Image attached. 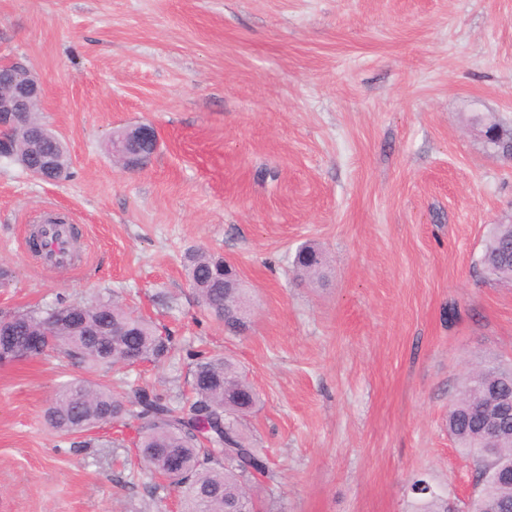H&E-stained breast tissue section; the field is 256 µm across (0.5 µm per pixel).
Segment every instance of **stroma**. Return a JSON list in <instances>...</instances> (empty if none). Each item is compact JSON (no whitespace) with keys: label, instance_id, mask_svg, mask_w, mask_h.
<instances>
[{"label":"stroma","instance_id":"obj_1","mask_svg":"<svg viewBox=\"0 0 512 512\" xmlns=\"http://www.w3.org/2000/svg\"><path fill=\"white\" fill-rule=\"evenodd\" d=\"M31 67L39 118L71 156L45 183L0 162V312L118 298L179 355L90 372L168 399L194 352L233 358L260 405L281 512H409V480L473 489L448 406L481 362H512V287L484 281L490 225L512 224V162L470 132L512 129V0H0V59ZM155 126L134 171L113 130ZM47 214L77 225L72 264L28 250ZM312 243L323 280L296 277ZM238 268L251 329L225 334L182 258ZM80 369L0 366V512H178L137 460L141 427L73 447L44 410Z\"/></svg>","mask_w":512,"mask_h":512}]
</instances>
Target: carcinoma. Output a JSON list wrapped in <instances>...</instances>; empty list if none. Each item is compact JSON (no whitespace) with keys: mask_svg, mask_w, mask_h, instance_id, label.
Here are the masks:
<instances>
[{"mask_svg":"<svg viewBox=\"0 0 512 512\" xmlns=\"http://www.w3.org/2000/svg\"><path fill=\"white\" fill-rule=\"evenodd\" d=\"M489 144L496 151L512 147V133L491 125ZM48 130L37 113L25 126L5 133L3 159L15 164L27 147ZM480 263L485 275L500 284H512V224H494L485 240ZM323 253L312 245L295 255L294 273L303 279L324 276ZM198 303L224 331L239 336L247 322L232 314L241 304V288L224 287V257L204 249L190 252L184 265ZM19 318L14 336L19 339L44 334V351H58L87 369L112 367L117 355L133 345L143 362L166 363L176 354V344L166 330L126 309L116 300H98L75 306L64 301L46 309L14 313ZM93 327L97 336H85ZM187 383L190 398L178 406L146 388L122 395L76 378L63 384L50 403L48 426L64 436L79 435L106 424L142 422L139 456L152 476L167 474L165 460L180 458L181 470L168 482L181 489L184 512H278L275 501L255 491L259 478L271 477L268 450L256 446L242 429V422L259 405V394L236 362L220 355L195 354ZM512 404V367L479 366L465 377L448 408V432L473 465L479 489L471 512H500L503 502L512 506V487L495 484L489 471L491 452L481 437L490 419L483 411ZM412 512H449L448 498L425 475L409 482Z\"/></svg>","mask_w":512,"mask_h":512,"instance_id":"carcinoma-1","label":"carcinoma"}]
</instances>
